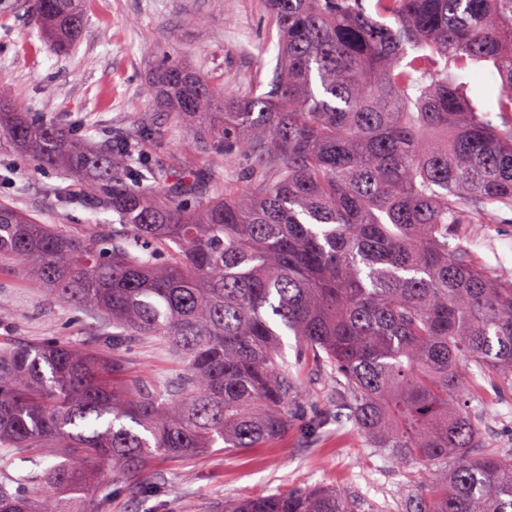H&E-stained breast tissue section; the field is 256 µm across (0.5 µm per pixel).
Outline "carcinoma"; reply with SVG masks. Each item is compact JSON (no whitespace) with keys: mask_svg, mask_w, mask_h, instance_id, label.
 <instances>
[{"mask_svg":"<svg viewBox=\"0 0 512 512\" xmlns=\"http://www.w3.org/2000/svg\"><path fill=\"white\" fill-rule=\"evenodd\" d=\"M86 2L34 0L40 38L70 50ZM268 2L262 92L225 102L173 58L154 83L197 147L253 154L247 192L208 198L216 174L152 163L134 134L90 149L0 86V145L80 177L67 204L117 216L74 233L0 203V258L113 329L0 346V463L47 444L56 458L0 482V512H87L104 471L275 440L303 363L330 371L336 418L371 448L427 466L406 512H512V450L487 439L480 396H512V274L454 231L512 223V0ZM145 339L179 369L125 375L110 348ZM359 510L318 486L215 512Z\"/></svg>","mask_w":512,"mask_h":512,"instance_id":"obj_1","label":"carcinoma"}]
</instances>
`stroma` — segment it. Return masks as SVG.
I'll return each mask as SVG.
<instances>
[{"label":"stroma","instance_id":"1","mask_svg":"<svg viewBox=\"0 0 512 512\" xmlns=\"http://www.w3.org/2000/svg\"><path fill=\"white\" fill-rule=\"evenodd\" d=\"M7 2L0 9V86L21 111L81 118L79 134L90 146L109 143L148 120L152 132L141 145L152 159L222 174L220 192L250 188L253 158L198 149L175 114L150 96L149 82L166 60L177 58L219 98L249 97L270 79L275 64L278 32L266 0H88L81 35L66 54L38 39L31 0ZM0 161L10 166L7 177H0V202L37 223L76 232L111 221V214L61 204L60 194H80L77 178L37 169L6 148ZM463 232L478 261L501 274L512 272V224H475ZM111 331L89 309L60 307L47 293L28 288L21 269L0 264V340L82 342ZM113 355L129 372L147 377L174 367L155 342ZM300 387L306 407L292 413L281 438L233 454L217 448L202 456L153 460L138 493L124 489L121 477L102 473L90 491L92 512H178L185 502L196 512H211L224 501L314 485L336 487L369 512H404L403 490H422L423 468L382 458L351 423L330 418L335 384L329 375L303 368ZM485 400L487 437L512 448V397L490 391ZM320 412L329 419L317 436H308L303 423Z\"/></svg>","mask_w":512,"mask_h":512}]
</instances>
